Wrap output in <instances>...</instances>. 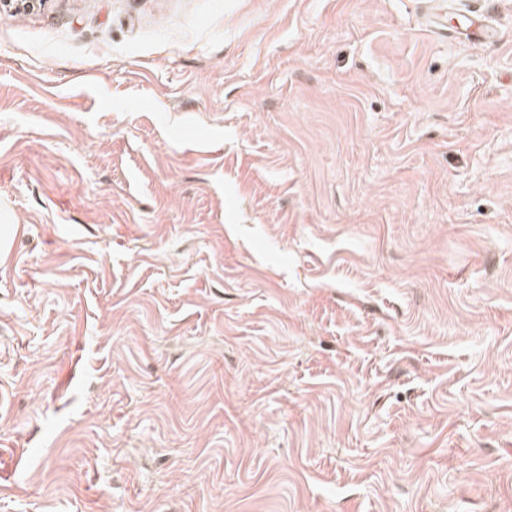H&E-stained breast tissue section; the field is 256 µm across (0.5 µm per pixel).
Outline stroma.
Listing matches in <instances>:
<instances>
[{
    "mask_svg": "<svg viewBox=\"0 0 512 512\" xmlns=\"http://www.w3.org/2000/svg\"><path fill=\"white\" fill-rule=\"evenodd\" d=\"M0 222V512H512V0L0 16Z\"/></svg>",
    "mask_w": 512,
    "mask_h": 512,
    "instance_id": "stroma-1",
    "label": "stroma"
}]
</instances>
